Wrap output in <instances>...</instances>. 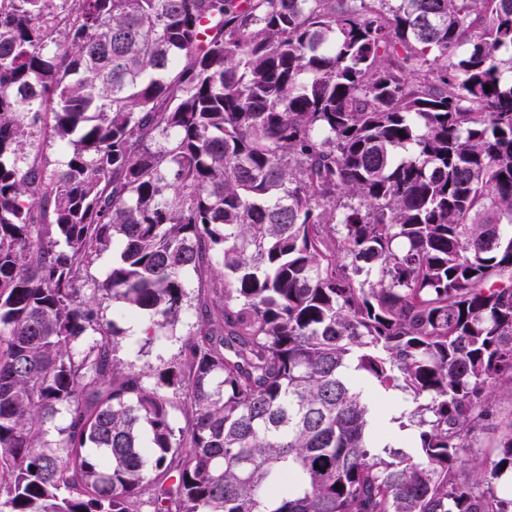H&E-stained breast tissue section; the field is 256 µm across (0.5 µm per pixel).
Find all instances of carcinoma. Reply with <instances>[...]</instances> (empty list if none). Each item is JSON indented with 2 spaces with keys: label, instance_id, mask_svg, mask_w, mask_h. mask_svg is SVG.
Returning a JSON list of instances; mask_svg holds the SVG:
<instances>
[{
  "label": "carcinoma",
  "instance_id": "carcinoma-1",
  "mask_svg": "<svg viewBox=\"0 0 512 512\" xmlns=\"http://www.w3.org/2000/svg\"><path fill=\"white\" fill-rule=\"evenodd\" d=\"M501 391L512 0H0V512H512ZM186 292L191 307L184 313L175 328V336H162L155 340L153 344L144 346L141 336V324L139 321L128 320L123 317L120 308L113 305L112 301L106 300L103 303L104 318L112 324L114 321L118 327L124 331V336H120L121 346L118 355L124 362L134 365L136 368H147L151 366L153 370L162 368L167 361L173 358L179 351L181 341L194 331L196 323V313L194 305L198 294V280L192 272L186 275ZM367 398L370 403L374 406L378 415L377 433L378 435L384 432L381 422L388 421L389 423H395L398 426V422H393L394 418H398L404 409L409 408L411 404L406 403L402 399V395L397 392L384 393V391L375 386L366 387ZM496 408L498 413V427H491L480 432L471 448L473 457H484L492 450L496 441L500 438L503 427L512 420V396L509 393H498L496 396Z\"/></svg>",
  "mask_w": 512,
  "mask_h": 512
}]
</instances>
